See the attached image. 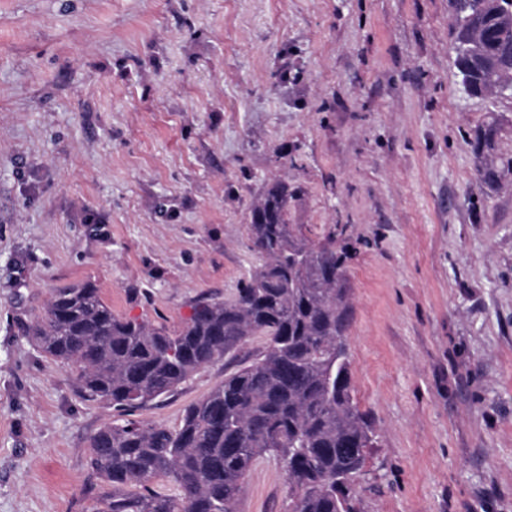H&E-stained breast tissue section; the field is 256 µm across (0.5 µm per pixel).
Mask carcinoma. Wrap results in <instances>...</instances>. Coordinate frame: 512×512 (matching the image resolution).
<instances>
[{
  "label": "carcinoma",
  "instance_id": "obj_1",
  "mask_svg": "<svg viewBox=\"0 0 512 512\" xmlns=\"http://www.w3.org/2000/svg\"><path fill=\"white\" fill-rule=\"evenodd\" d=\"M480 2L473 29L453 18L452 52L459 75L479 95H494L512 82V0ZM502 136L493 122L471 141L480 180L491 188L512 174V155L498 148ZM301 192L277 181L252 201L247 234L263 264L231 298L198 299L181 328L115 314L91 281L57 289L30 328L45 357L77 366L83 399L117 412L90 440L91 474L109 487L97 512H235L263 455L283 464L288 512H356L351 481L366 474L374 432L354 403L346 344L351 252L288 223ZM251 336L265 337L264 349L188 405L178 426L131 418L200 368L236 357ZM160 478L173 492L152 486Z\"/></svg>",
  "mask_w": 512,
  "mask_h": 512
}]
</instances>
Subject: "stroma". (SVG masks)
I'll use <instances>...</instances> for the list:
<instances>
[{
    "mask_svg": "<svg viewBox=\"0 0 512 512\" xmlns=\"http://www.w3.org/2000/svg\"><path fill=\"white\" fill-rule=\"evenodd\" d=\"M449 0H0V512H93L111 406L29 326L93 281L180 326L262 259L249 206L353 246L346 342L376 445L360 512H512V175L469 144L512 101L461 90ZM216 360L134 412L176 427ZM259 457L236 512H288Z\"/></svg>",
    "mask_w": 512,
    "mask_h": 512,
    "instance_id": "1",
    "label": "stroma"
}]
</instances>
